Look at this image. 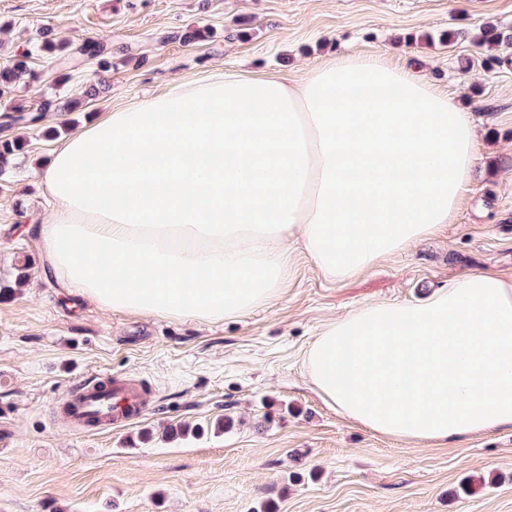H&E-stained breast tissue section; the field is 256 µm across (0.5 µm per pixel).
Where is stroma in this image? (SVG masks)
Returning <instances> with one entry per match:
<instances>
[{
    "mask_svg": "<svg viewBox=\"0 0 512 512\" xmlns=\"http://www.w3.org/2000/svg\"><path fill=\"white\" fill-rule=\"evenodd\" d=\"M489 22L512 27V0H0V67L28 51L35 75L0 96V116L82 101L37 128L0 124L25 144L0 176V280L26 256L33 270L0 301V512H512V429L445 445L382 437L326 405L304 365L334 316L421 300L463 273L512 279V65L486 68L472 39L440 41ZM48 27L75 48L106 44L110 69L84 61L59 83L36 51ZM195 27L209 38L174 40ZM352 50L424 58L480 128L475 179L436 235L341 283L296 255L277 301L213 324L112 312L37 277L27 227L53 204L34 171L73 131L219 64L294 76ZM105 373L143 388L138 417L71 430L59 404Z\"/></svg>",
    "mask_w": 512,
    "mask_h": 512,
    "instance_id": "1",
    "label": "stroma"
}]
</instances>
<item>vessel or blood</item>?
I'll list each match as a JSON object with an SVG mask.
<instances>
[{
    "label": "vessel or blood",
    "instance_id": "b4317fda",
    "mask_svg": "<svg viewBox=\"0 0 512 512\" xmlns=\"http://www.w3.org/2000/svg\"><path fill=\"white\" fill-rule=\"evenodd\" d=\"M139 390L127 381L106 375L78 384L63 406L73 430L87 429L89 420L107 427L130 419L140 406Z\"/></svg>",
    "mask_w": 512,
    "mask_h": 512
}]
</instances>
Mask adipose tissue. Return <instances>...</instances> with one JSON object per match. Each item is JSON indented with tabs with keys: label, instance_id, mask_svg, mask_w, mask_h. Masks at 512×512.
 Here are the masks:
<instances>
[{
	"label": "adipose tissue",
	"instance_id": "ef3b65f1",
	"mask_svg": "<svg viewBox=\"0 0 512 512\" xmlns=\"http://www.w3.org/2000/svg\"><path fill=\"white\" fill-rule=\"evenodd\" d=\"M470 112L383 56L302 76L221 67L106 113L38 174L46 271L115 311L212 323L281 297L300 250L353 278L450 223L476 167ZM329 405L444 444L512 428V280L471 273L328 321L306 353Z\"/></svg>",
	"mask_w": 512,
	"mask_h": 512
}]
</instances>
